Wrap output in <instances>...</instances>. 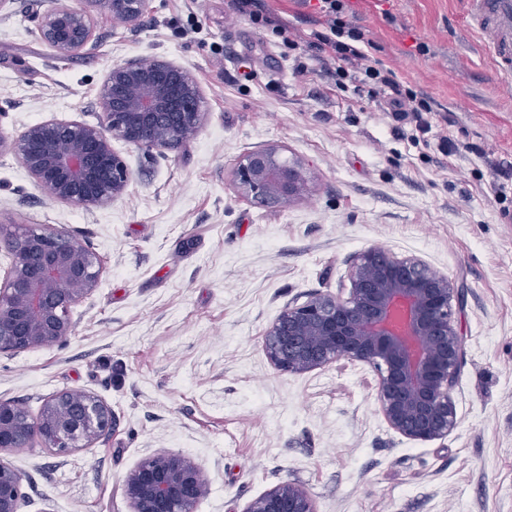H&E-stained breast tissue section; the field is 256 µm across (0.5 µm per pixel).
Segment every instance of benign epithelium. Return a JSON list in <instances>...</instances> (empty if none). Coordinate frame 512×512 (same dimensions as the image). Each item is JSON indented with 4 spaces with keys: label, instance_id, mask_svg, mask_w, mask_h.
<instances>
[{
    "label": "benign epithelium",
    "instance_id": "1",
    "mask_svg": "<svg viewBox=\"0 0 512 512\" xmlns=\"http://www.w3.org/2000/svg\"><path fill=\"white\" fill-rule=\"evenodd\" d=\"M121 23H137L148 0H89ZM39 38L57 55L96 45L92 16L64 7L40 16ZM200 90L190 72L165 57L129 59L112 66L98 98L96 125L44 120L0 151L15 152L29 175L53 199L85 209L122 197L130 182L112 141L152 150L193 139L201 126ZM233 183L247 201L286 206L309 191L306 164L276 147L244 155ZM10 266L0 278V354L52 346L71 335L72 310L96 290L101 258L81 240L51 225H19L4 239ZM448 277L416 256L382 248L360 253L345 297L317 294L283 309L265 333L272 365L294 374L340 360L367 365L377 376L376 398L387 424L422 442L448 436L457 424L451 398L462 359ZM114 428L111 408L97 396L62 390L48 397L38 416L0 400V512H21L23 477L3 454L40 447L66 454L97 444ZM130 512H194L207 493L198 463L159 452L125 477ZM244 512H315L298 485L283 482L252 500Z\"/></svg>",
    "mask_w": 512,
    "mask_h": 512
}]
</instances>
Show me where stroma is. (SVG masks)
Instances as JSON below:
<instances>
[{
	"mask_svg": "<svg viewBox=\"0 0 512 512\" xmlns=\"http://www.w3.org/2000/svg\"><path fill=\"white\" fill-rule=\"evenodd\" d=\"M85 0H10L0 10V136L50 119L97 124L112 65L162 55L201 92L203 124L178 148L114 141L128 192L90 210L54 201L0 152V229L48 224L104 262L75 329L50 349L0 355V399L38 413L64 390L111 407L116 428L91 448L8 456L22 512H130L122 484L160 450L200 464L209 493L195 512H244L282 482L316 512H512V87L499 83L463 0H344L373 58L448 115L430 146L397 137L370 97L352 99L335 65L311 57L317 0H265L269 25L228 0H150L133 25L91 8L97 44L55 55L37 15ZM303 40L288 47L274 26ZM307 63L305 78L293 73ZM448 136L456 152L433 142ZM268 146L304 160L311 188L282 208L244 200L237 161ZM414 255L455 289L463 346L448 437L409 440L379 410L374 372L339 361L277 370L265 333L287 306L347 295L355 256Z\"/></svg>",
	"mask_w": 512,
	"mask_h": 512,
	"instance_id": "1",
	"label": "stroma"
}]
</instances>
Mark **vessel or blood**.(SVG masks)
<instances>
[{
    "instance_id": "1",
    "label": "vessel or blood",
    "mask_w": 512,
    "mask_h": 512,
    "mask_svg": "<svg viewBox=\"0 0 512 512\" xmlns=\"http://www.w3.org/2000/svg\"><path fill=\"white\" fill-rule=\"evenodd\" d=\"M504 86H512V0H468Z\"/></svg>"
}]
</instances>
